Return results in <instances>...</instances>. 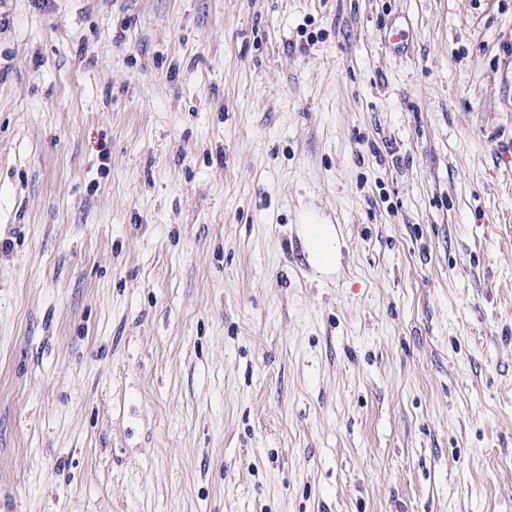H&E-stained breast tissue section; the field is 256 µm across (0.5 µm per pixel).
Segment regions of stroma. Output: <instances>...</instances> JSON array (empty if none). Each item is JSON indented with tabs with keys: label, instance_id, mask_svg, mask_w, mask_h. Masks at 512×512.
<instances>
[{
	"label": "stroma",
	"instance_id": "stroma-1",
	"mask_svg": "<svg viewBox=\"0 0 512 512\" xmlns=\"http://www.w3.org/2000/svg\"><path fill=\"white\" fill-rule=\"evenodd\" d=\"M0 512H512V0H0Z\"/></svg>",
	"mask_w": 512,
	"mask_h": 512
}]
</instances>
